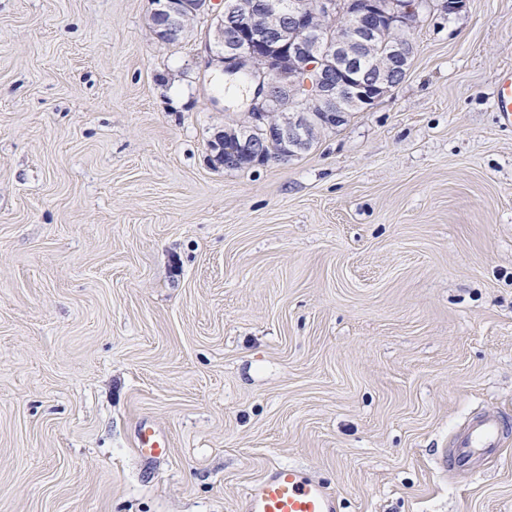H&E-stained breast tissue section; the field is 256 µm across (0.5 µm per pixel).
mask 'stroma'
I'll return each mask as SVG.
<instances>
[{
	"instance_id": "obj_1",
	"label": "stroma",
	"mask_w": 512,
	"mask_h": 512,
	"mask_svg": "<svg viewBox=\"0 0 512 512\" xmlns=\"http://www.w3.org/2000/svg\"><path fill=\"white\" fill-rule=\"evenodd\" d=\"M441 4L370 110L227 170L209 18L0 0V512H238L280 461L341 512H512V438L438 465L512 421V0ZM150 15L152 36L158 41L175 43L181 40L193 23L212 12L211 0H154ZM494 109L504 125H512V71L506 72L497 85ZM508 434V427L499 414H478L455 436L440 463L448 471L470 477L499 455ZM137 452L146 459H154L165 455L169 448L159 437L156 431L146 424H142L137 432Z\"/></svg>"
}]
</instances>
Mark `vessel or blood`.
Listing matches in <instances>:
<instances>
[{
  "instance_id": "1",
  "label": "vessel or blood",
  "mask_w": 512,
  "mask_h": 512,
  "mask_svg": "<svg viewBox=\"0 0 512 512\" xmlns=\"http://www.w3.org/2000/svg\"><path fill=\"white\" fill-rule=\"evenodd\" d=\"M494 109L504 124L512 125V71L497 85ZM511 434L499 414L476 415L455 436L440 463L448 471L473 475L499 455ZM137 451L154 459L165 455L168 448L152 427L143 424L137 432ZM240 512H337L336 494L301 466L275 463L251 484Z\"/></svg>"
}]
</instances>
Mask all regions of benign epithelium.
<instances>
[{
	"label": "benign epithelium",
	"mask_w": 512,
	"mask_h": 512,
	"mask_svg": "<svg viewBox=\"0 0 512 512\" xmlns=\"http://www.w3.org/2000/svg\"><path fill=\"white\" fill-rule=\"evenodd\" d=\"M152 36L181 40L212 11L211 0H154ZM419 0H224L214 14V38L205 44L224 73L255 82L249 120L210 143L226 169L269 161L264 145L278 141V159L311 148L318 135L342 125L355 105L370 108L396 87L416 51ZM391 36L390 51L376 56ZM373 57L372 71L361 62Z\"/></svg>",
	"instance_id": "obj_1"
}]
</instances>
